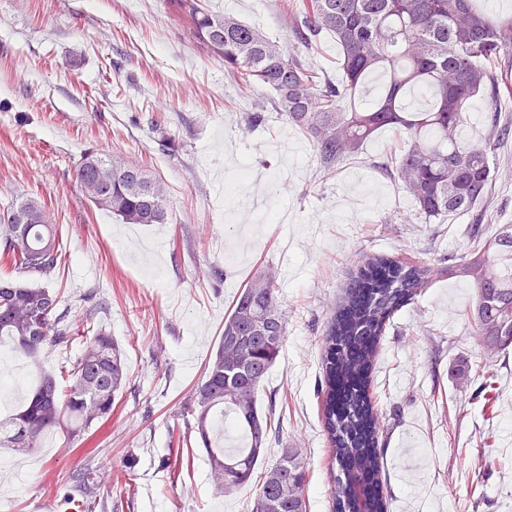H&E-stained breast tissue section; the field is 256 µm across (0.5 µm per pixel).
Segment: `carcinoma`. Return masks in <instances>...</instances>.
Instances as JSON below:
<instances>
[{"label": "carcinoma", "mask_w": 512, "mask_h": 512, "mask_svg": "<svg viewBox=\"0 0 512 512\" xmlns=\"http://www.w3.org/2000/svg\"><path fill=\"white\" fill-rule=\"evenodd\" d=\"M187 20L193 37L224 62V70L273 96L272 107L311 138L326 170L361 153L379 130L404 132L407 147L391 170L425 222H444L468 213L495 180L488 148L461 137L470 101L511 94L487 62L512 50V14L492 16L474 0H293L292 35L311 48L324 34L335 38L342 80H316L297 47H288L230 14H214L202 0H167ZM376 70L387 80L363 105L350 101ZM414 90L426 103L410 108ZM265 107L245 113L246 129L265 124ZM76 181L83 198L124 224H166L163 183L143 166L107 154H84ZM478 248L444 269L476 289L471 321L488 346L512 347V224L486 235L470 229ZM62 243L44 203L27 198L0 211V264L24 274L48 277L59 265ZM428 269L390 257L362 262L346 297L328 321L323 339L322 422L332 448V512H350V479L368 486L369 512H389L390 491L379 448L382 414L369 393L378 345L386 323L427 286ZM276 271H257L240 292L224 331L194 387L187 410L196 442L204 448L216 494L252 483L279 430L257 393L277 361L287 336V317L275 290ZM84 322L61 310L48 288L0 279V345L38 365L50 350L66 351L82 340L78 356L55 373L40 370L25 405L0 418V448L25 454L50 430L65 426L78 440L112 416L126 382L122 353L105 329L93 327L98 306L79 299ZM219 412L247 432L250 446L227 453L210 438ZM101 468L75 470L62 496L76 512H93ZM308 467L297 448H280L255 489L252 512H307Z\"/></svg>", "instance_id": "1"}]
</instances>
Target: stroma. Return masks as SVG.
<instances>
[{"mask_svg": "<svg viewBox=\"0 0 512 512\" xmlns=\"http://www.w3.org/2000/svg\"><path fill=\"white\" fill-rule=\"evenodd\" d=\"M205 3L292 38L282 0ZM269 97L229 78L165 0H0V205L47 204L64 256L42 284L68 302L94 293L127 372L111 419L87 443L59 428L30 454L9 455L0 512H65L59 489L91 452L112 512H251L252 487L215 496L204 449L178 447L175 435L190 433L189 396L234 301L265 266L279 271L288 334L258 404L273 411L280 444L306 455L308 512H330L332 456L316 395L323 339L351 274L373 255L437 271L388 322L372 374L390 512H512V349L484 346L470 319L474 288L439 272L444 258L466 255L475 219L512 224V139L492 147L498 177L477 212L427 224L380 167L405 147L396 130H380L328 174L309 136L276 111L262 128H242L244 112ZM493 109L511 122L512 96L474 98L463 138L487 140ZM87 151L160 178L169 223L124 224L84 200L75 173ZM62 360L48 352L36 366L0 346V365L22 377L0 396V416ZM481 365L496 395L490 415L472 378Z\"/></svg>", "mask_w": 512, "mask_h": 512, "instance_id": "1", "label": "stroma"}]
</instances>
